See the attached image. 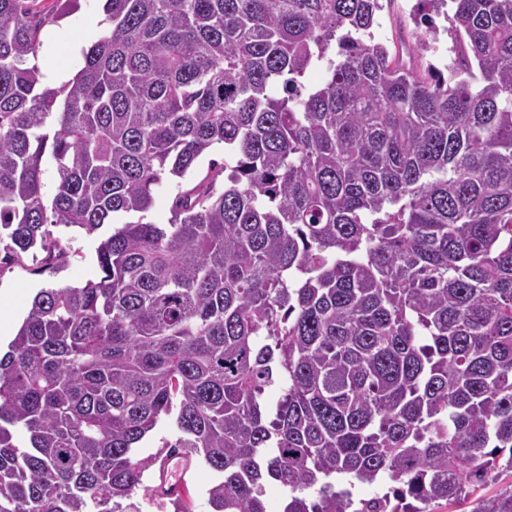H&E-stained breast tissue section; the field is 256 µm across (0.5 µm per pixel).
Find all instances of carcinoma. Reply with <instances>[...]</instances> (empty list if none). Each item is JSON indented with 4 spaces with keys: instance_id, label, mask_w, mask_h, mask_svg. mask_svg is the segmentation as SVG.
<instances>
[{
    "instance_id": "cac0c4a2",
    "label": "carcinoma",
    "mask_w": 512,
    "mask_h": 512,
    "mask_svg": "<svg viewBox=\"0 0 512 512\" xmlns=\"http://www.w3.org/2000/svg\"><path fill=\"white\" fill-rule=\"evenodd\" d=\"M420 5L446 75L374 40L381 0H107L49 88L46 17L0 0V249L57 268L50 227H108L102 276L41 289L0 358V512H124L167 416L214 512H267L269 481L283 512H428L512 472V0ZM209 159L224 162V146H217L202 163L184 179H166L163 184L155 189L152 208L146 214V220L152 224H168L172 217L171 204L178 192V185L183 183H196L203 178L207 172ZM178 434L173 419L171 417L162 418L154 431L139 444L140 448L137 450L139 458L154 457L165 441L174 440Z\"/></svg>"
}]
</instances>
